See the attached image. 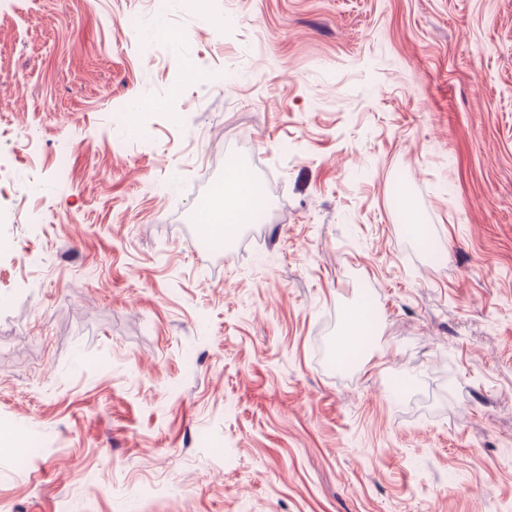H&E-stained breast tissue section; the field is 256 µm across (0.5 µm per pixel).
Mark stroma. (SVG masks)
Segmentation results:
<instances>
[{
	"label": "stroma",
	"mask_w": 512,
	"mask_h": 512,
	"mask_svg": "<svg viewBox=\"0 0 512 512\" xmlns=\"http://www.w3.org/2000/svg\"><path fill=\"white\" fill-rule=\"evenodd\" d=\"M152 20L0 5V512H512V0ZM232 164L265 220L218 260L186 226ZM348 321L350 331L339 338L337 350L345 349L358 360L364 355L366 338L373 327L372 315L366 305L357 303L351 309Z\"/></svg>",
	"instance_id": "1"
}]
</instances>
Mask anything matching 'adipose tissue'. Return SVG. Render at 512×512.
Instances as JSON below:
<instances>
[{
	"label": "adipose tissue",
	"instance_id": "ef3b65f1",
	"mask_svg": "<svg viewBox=\"0 0 512 512\" xmlns=\"http://www.w3.org/2000/svg\"><path fill=\"white\" fill-rule=\"evenodd\" d=\"M264 205L262 193L247 172L232 167L226 170L217 198L209 209L200 214L199 221L211 236L227 240Z\"/></svg>",
	"mask_w": 512,
	"mask_h": 512
}]
</instances>
